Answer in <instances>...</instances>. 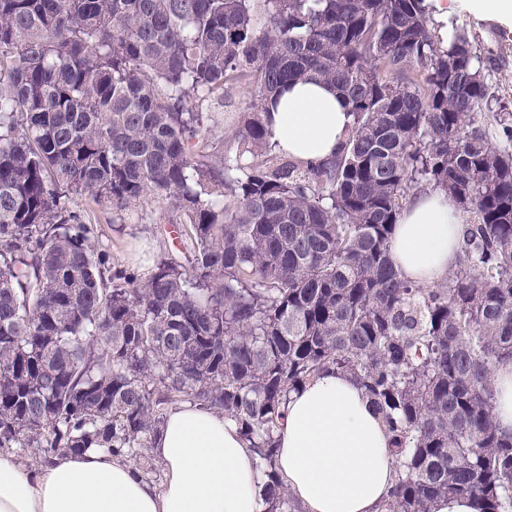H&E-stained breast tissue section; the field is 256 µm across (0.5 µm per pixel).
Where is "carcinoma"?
<instances>
[{
    "instance_id": "cac0c4a2",
    "label": "carcinoma",
    "mask_w": 512,
    "mask_h": 512,
    "mask_svg": "<svg viewBox=\"0 0 512 512\" xmlns=\"http://www.w3.org/2000/svg\"><path fill=\"white\" fill-rule=\"evenodd\" d=\"M483 70L465 28L442 45L423 0H0V449L39 464L101 448L149 476L168 411L194 403L256 451L262 512H299L275 465L285 405L336 371L390 436L381 512L449 496L512 512L491 383L512 362V152L475 120ZM242 78L250 102L218 149L202 103ZM312 79L354 123L309 166L264 115ZM496 122L511 143L512 113ZM418 181L473 214L435 288L390 259ZM73 192L121 221L173 198L190 264L164 255L144 280L112 266Z\"/></svg>"
}]
</instances>
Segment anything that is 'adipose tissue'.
I'll return each mask as SVG.
<instances>
[{
	"label": "adipose tissue",
	"mask_w": 512,
	"mask_h": 512,
	"mask_svg": "<svg viewBox=\"0 0 512 512\" xmlns=\"http://www.w3.org/2000/svg\"><path fill=\"white\" fill-rule=\"evenodd\" d=\"M266 122L272 141L307 164L334 157L353 116L326 84L296 82ZM463 232L448 195L422 191L394 228L391 261L405 279L435 286L455 265ZM279 444L280 475L303 512H379L394 485L382 419L346 376L323 373L290 395ZM151 448L163 465L158 483L97 448L32 469L0 452V512H261L258 457L224 416L181 404Z\"/></svg>",
	"instance_id": "obj_1"
}]
</instances>
